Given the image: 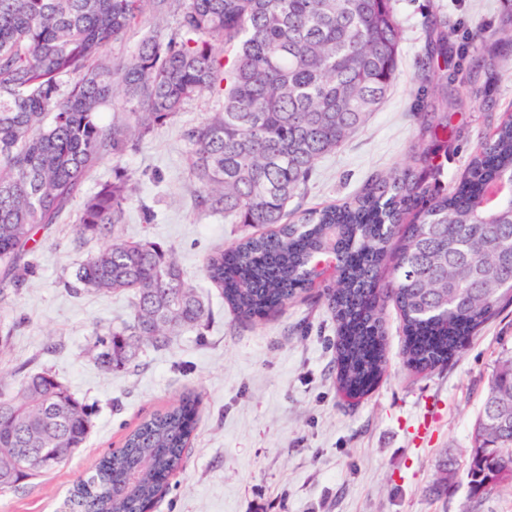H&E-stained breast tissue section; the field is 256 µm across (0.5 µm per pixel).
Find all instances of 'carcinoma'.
I'll return each instance as SVG.
<instances>
[{
	"mask_svg": "<svg viewBox=\"0 0 512 512\" xmlns=\"http://www.w3.org/2000/svg\"><path fill=\"white\" fill-rule=\"evenodd\" d=\"M178 16L176 31L144 33L130 55H110L145 14ZM448 21L426 16L417 62L415 160L369 178L352 198L305 210L289 223L316 161L377 110L393 81L402 31L392 0H0V301L18 293L33 264V231L55 224L80 198L79 234L107 241L74 263V282L134 291V314L93 341L96 361L124 369L148 346L203 326L210 309L185 281L174 250L118 233L131 175L90 194L83 186L106 156L120 160L138 138L184 104L220 93L222 108L186 133L195 205L263 228L207 258L206 279L242 319L273 312L317 285L339 330L336 384L364 391L383 375L382 315L392 302L408 338L406 363H444L468 335L512 301V114L480 104V135L464 173L448 184L425 139L448 133L436 88L491 76L479 52L448 68ZM119 104L126 119L106 124ZM199 397L182 394L144 417L123 447L103 455L70 492L69 512H149L160 482L180 470ZM92 427L86 404L48 370L19 387L0 374V490H17L69 459ZM467 476L474 493L512 486V356L498 361L475 429Z\"/></svg>",
	"mask_w": 512,
	"mask_h": 512,
	"instance_id": "cac0c4a2",
	"label": "carcinoma"
}]
</instances>
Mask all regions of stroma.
<instances>
[{"mask_svg": "<svg viewBox=\"0 0 512 512\" xmlns=\"http://www.w3.org/2000/svg\"><path fill=\"white\" fill-rule=\"evenodd\" d=\"M402 28L398 67L385 100L333 153L315 165L295 213L339 202L375 174L411 164L417 137L413 105L416 61L426 42L425 17L448 19L451 42L482 29L472 49L494 57L492 78L459 85L461 132L448 153V175L464 171L478 132V102L497 101L512 113V55L495 36L512 13L505 0H394ZM221 104L204 94L172 121L142 138L121 161L105 157L86 192L111 180L114 165L132 176L120 236L173 248L183 277L206 302L212 320L188 330L169 348H143L129 368L109 371L94 359L95 332L132 313L130 294H102L71 283L72 263L96 255L102 241L80 238L75 214L38 229L35 272L21 291L0 302V315L18 321L0 373L21 378L47 369L92 409L85 448L23 489L0 493V512H68L75 482L97 459L122 447L140 419L164 410L180 394L200 398L195 437L183 468L152 512H512V488L472 495L467 469L473 430L500 357L512 353V304L501 308L448 362L415 371L406 364V338L394 306L384 315L385 373L364 394L336 387L338 326L318 290L278 312L238 318L203 273L207 257L250 234V227L194 205L188 167V129ZM453 459L450 486L436 492L441 463Z\"/></svg>", "mask_w": 512, "mask_h": 512, "instance_id": "1", "label": "stroma"}]
</instances>
